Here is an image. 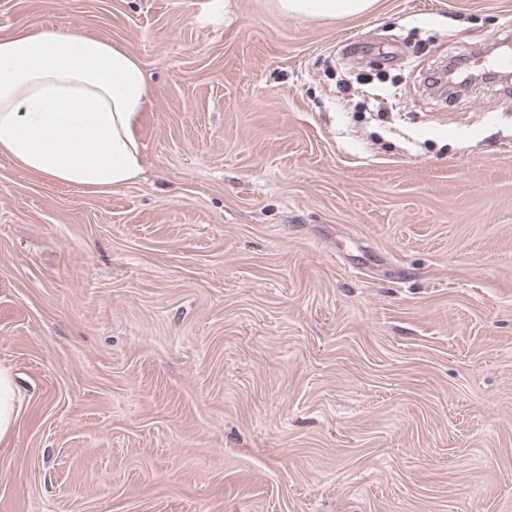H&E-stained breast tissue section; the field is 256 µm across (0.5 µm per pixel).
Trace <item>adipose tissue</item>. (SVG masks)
Wrapping results in <instances>:
<instances>
[{
	"instance_id": "obj_1",
	"label": "adipose tissue",
	"mask_w": 512,
	"mask_h": 512,
	"mask_svg": "<svg viewBox=\"0 0 512 512\" xmlns=\"http://www.w3.org/2000/svg\"><path fill=\"white\" fill-rule=\"evenodd\" d=\"M375 0H277L297 19L359 16ZM151 88L138 60L112 42L59 29L0 37V155L34 177L90 193L132 182L145 157L137 134ZM22 394L0 362V444Z\"/></svg>"
}]
</instances>
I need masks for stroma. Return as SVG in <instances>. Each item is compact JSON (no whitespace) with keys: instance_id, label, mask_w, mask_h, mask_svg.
<instances>
[{"instance_id":"obj_1","label":"stroma","mask_w":512,"mask_h":512,"mask_svg":"<svg viewBox=\"0 0 512 512\" xmlns=\"http://www.w3.org/2000/svg\"><path fill=\"white\" fill-rule=\"evenodd\" d=\"M512 0H0L152 90L135 182L0 156V512H512ZM279 10L297 19L359 16L376 0H276ZM22 410V394L16 372L10 364L0 362V444L12 435Z\"/></svg>"}]
</instances>
